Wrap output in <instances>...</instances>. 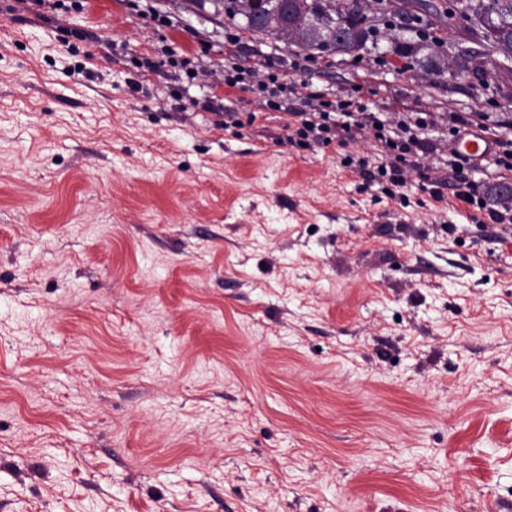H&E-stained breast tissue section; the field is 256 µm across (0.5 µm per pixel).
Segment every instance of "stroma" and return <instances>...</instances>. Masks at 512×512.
I'll use <instances>...</instances> for the list:
<instances>
[{
  "label": "stroma",
  "mask_w": 512,
  "mask_h": 512,
  "mask_svg": "<svg viewBox=\"0 0 512 512\" xmlns=\"http://www.w3.org/2000/svg\"><path fill=\"white\" fill-rule=\"evenodd\" d=\"M403 24L235 62L426 115L437 168L451 116L512 127V75L430 80ZM235 26L0 0V512H512V226L289 145L224 84Z\"/></svg>",
  "instance_id": "35a3bbf8"
}]
</instances>
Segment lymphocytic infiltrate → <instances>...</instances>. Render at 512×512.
I'll use <instances>...</instances> for the list:
<instances>
[{
    "label": "lymphocytic infiltrate",
    "instance_id": "lymphocytic-infiltrate-1",
    "mask_svg": "<svg viewBox=\"0 0 512 512\" xmlns=\"http://www.w3.org/2000/svg\"><path fill=\"white\" fill-rule=\"evenodd\" d=\"M260 90L266 98L268 109L287 114L285 125L286 142L291 145L318 146L338 145L346 147L369 137L374 139L381 152L382 160L377 166H370L366 159L345 157L344 164L360 176L387 183L394 187L406 184L407 170L418 171L434 199H441L443 189H451L454 196L472 207H479L481 197L473 184L467 183L465 174L473 170V163L461 160L456 152H449L445 174L431 173L424 160L431 151L422 135L427 126L426 118H418L414 125L403 126L400 134H391L389 129L378 126L376 121L363 116L364 106L359 101L338 102L330 109H322L319 92H309L304 107H296L290 101L294 92L288 81L287 71L269 74Z\"/></svg>",
    "mask_w": 512,
    "mask_h": 512
}]
</instances>
